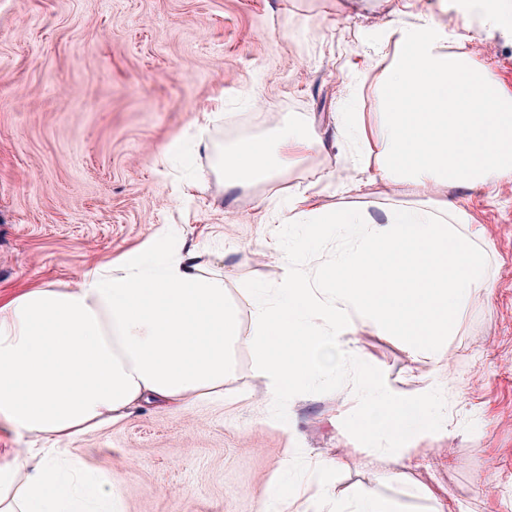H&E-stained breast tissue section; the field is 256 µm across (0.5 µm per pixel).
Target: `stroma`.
I'll return each mask as SVG.
<instances>
[{
	"instance_id": "stroma-1",
	"label": "stroma",
	"mask_w": 512,
	"mask_h": 512,
	"mask_svg": "<svg viewBox=\"0 0 512 512\" xmlns=\"http://www.w3.org/2000/svg\"><path fill=\"white\" fill-rule=\"evenodd\" d=\"M419 18L512 93V17L494 0H0V299L75 286L131 253L192 249L223 272L239 314L223 399L145 403L73 441L111 472L124 512H261L287 461L305 484L288 512H318V478L341 497L380 488L409 510L512 512L511 180L452 193L493 244V286L472 294L441 347L451 371L364 327L350 339L370 375L340 360L278 398L247 343L253 289L284 273L274 242L295 238L306 272L336 252L330 226L271 221L297 186H311L319 206L378 219L392 200L340 115L375 118L372 90L352 85L381 75L372 47L390 25ZM288 115L317 147L275 180L227 188L225 151ZM189 178L197 188L185 197ZM371 378L440 402L442 415L390 451L361 428Z\"/></svg>"
}]
</instances>
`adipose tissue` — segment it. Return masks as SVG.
I'll list each match as a JSON object with an SVG mask.
<instances>
[{
	"label": "adipose tissue",
	"mask_w": 512,
	"mask_h": 512,
	"mask_svg": "<svg viewBox=\"0 0 512 512\" xmlns=\"http://www.w3.org/2000/svg\"><path fill=\"white\" fill-rule=\"evenodd\" d=\"M375 54L387 63L374 89L379 119L369 127L358 113L350 123L372 147L375 177L423 200L391 204L379 221L365 210L322 208L309 187L294 191L279 222L335 225L336 257L305 275L285 262L280 283L252 299L250 347L281 395L323 377L337 340L357 325L391 330L413 353L439 361L470 294L492 288L491 245L469 232L470 213L424 195L512 179V95L491 69L449 52L426 26L393 28ZM314 146L284 123L225 151L224 180H272ZM238 339L223 275L205 271L190 251L151 262L127 257L75 287L26 288L1 301L0 421L49 445L0 461V512H124L111 474L89 467L68 443L145 402L179 407L189 396L223 394ZM363 403V430L399 447L438 416L376 388Z\"/></svg>",
	"instance_id": "adipose-tissue-1"
}]
</instances>
